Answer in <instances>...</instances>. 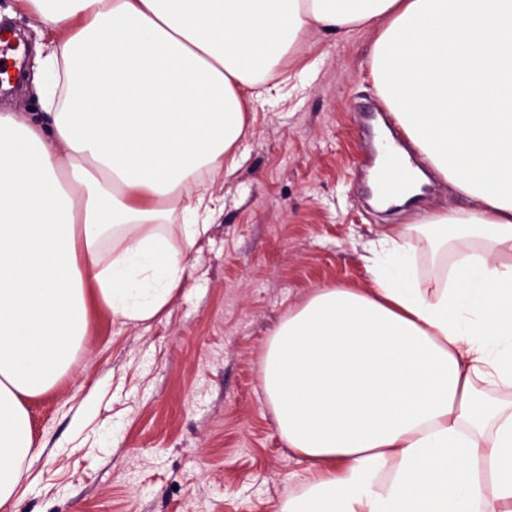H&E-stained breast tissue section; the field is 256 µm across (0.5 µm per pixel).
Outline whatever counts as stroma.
<instances>
[{"label":"stroma","mask_w":512,"mask_h":512,"mask_svg":"<svg viewBox=\"0 0 512 512\" xmlns=\"http://www.w3.org/2000/svg\"><path fill=\"white\" fill-rule=\"evenodd\" d=\"M373 32H313L261 78L236 171L217 178L209 234L185 256L167 310L137 325L89 310L66 376L25 399L40 455L15 512H276L306 461L261 387L265 346L319 288H368L392 225L469 199L438 175L413 206L380 211L365 163L382 105Z\"/></svg>","instance_id":"35a3bbf8"}]
</instances>
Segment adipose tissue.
<instances>
[{
  "label": "adipose tissue",
  "mask_w": 512,
  "mask_h": 512,
  "mask_svg": "<svg viewBox=\"0 0 512 512\" xmlns=\"http://www.w3.org/2000/svg\"><path fill=\"white\" fill-rule=\"evenodd\" d=\"M23 2L57 42L41 113H0V512L39 454L23 400L67 371L89 302L165 312L260 74L357 25L398 124L471 206L422 217L429 273L390 227L371 287L319 289L272 333L261 386L308 464L278 512H512V0Z\"/></svg>",
  "instance_id": "ef3b65f1"
}]
</instances>
